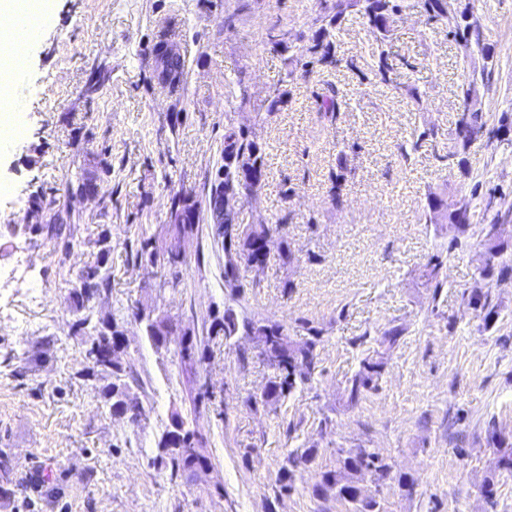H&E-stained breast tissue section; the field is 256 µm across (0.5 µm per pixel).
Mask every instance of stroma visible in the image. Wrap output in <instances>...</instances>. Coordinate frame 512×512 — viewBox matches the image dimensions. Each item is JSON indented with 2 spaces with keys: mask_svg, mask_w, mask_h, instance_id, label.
<instances>
[{
  "mask_svg": "<svg viewBox=\"0 0 512 512\" xmlns=\"http://www.w3.org/2000/svg\"><path fill=\"white\" fill-rule=\"evenodd\" d=\"M477 19L491 57L463 49L445 28L425 26L419 0H405L387 51L392 81L367 80L375 41L361 18L337 36L338 68L322 79L347 107L335 123L318 119L312 89L287 80V52L265 46L272 25L289 44L321 26L318 0H49L45 24L11 92L21 101V130L0 148V265L29 255L33 288H0V512H351L335 492L317 494L337 449L363 448L390 467L384 481L365 472L359 486L380 512H512V477L487 433L496 422L512 446V277L492 282L498 316L491 328L462 294L480 281L479 237L452 246L445 224L427 219V198L444 188L478 189L470 222L491 223L512 207V133L471 146L469 175L445 154L472 71L489 123L512 113V0H458ZM173 43L184 64L173 89L156 77L154 48ZM423 93L413 101L405 86ZM288 101L270 110L275 89ZM256 131L266 144V180L239 207L236 221L279 226L293 255L240 264L244 289L224 286V249L213 230L210 197L224 165L225 126ZM434 127L438 138L410 149ZM348 149L343 208L332 206L330 174ZM199 206L176 284L148 260L168 242L174 195ZM41 196L39 214L32 196ZM68 217L80 247L34 241L22 229ZM108 229L112 290L92 304L96 317L119 316L122 358L146 416L115 417L94 383L76 377L85 337L72 333L65 302L80 270L94 264V241ZM443 263L444 288L422 276ZM284 325L302 342L322 331L311 383L288 399L257 400L272 375L247 336L211 344L200 375L176 344L156 348L132 310L169 317L178 333L206 339L215 315ZM401 334L382 350L384 332ZM384 351L375 390L349 401L347 384L362 359ZM28 353L29 364L18 356ZM209 404L196 407L197 379ZM202 436L209 474L177 479L152 464L172 413ZM312 448V462L288 456ZM288 471L290 491L278 477ZM494 480L495 496L481 489Z\"/></svg>",
  "mask_w": 512,
  "mask_h": 512,
  "instance_id": "obj_1",
  "label": "stroma"
}]
</instances>
